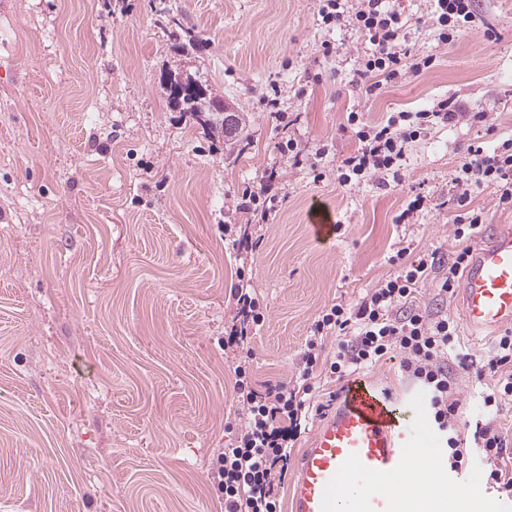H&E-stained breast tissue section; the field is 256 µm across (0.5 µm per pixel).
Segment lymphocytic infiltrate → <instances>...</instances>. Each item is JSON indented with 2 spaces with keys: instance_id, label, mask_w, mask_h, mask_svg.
Returning <instances> with one entry per match:
<instances>
[{
  "instance_id": "obj_1",
  "label": "lymphocytic infiltrate",
  "mask_w": 512,
  "mask_h": 512,
  "mask_svg": "<svg viewBox=\"0 0 512 512\" xmlns=\"http://www.w3.org/2000/svg\"><path fill=\"white\" fill-rule=\"evenodd\" d=\"M429 2V18L439 27L441 43L454 42L458 31L476 24L475 0ZM319 14L324 24L352 26L368 36L370 46L356 70L358 84L366 93L375 91L374 77L391 81L404 70L417 72L432 63L431 56L413 57L404 49L406 23L391 0H323ZM464 117L461 106L451 98L433 109L401 112L377 125L349 113L347 121L355 128L359 147L340 159L336 167L340 183L357 184L391 172L402 161L406 146L430 127L452 126ZM484 185L494 188L499 207L512 209V138L493 147L482 141L469 144L460 162L452 189L459 208L453 220L454 238L462 247L451 263L439 268L432 261L419 260L391 274L356 305H332L312 326L294 384L280 383L258 392L252 386L247 361L239 360L234 374L244 405L240 438L235 447L219 452L211 467L212 482L224 497V512H278V489L301 433L322 341L328 336L336 339V356L329 371L339 377L378 363L389 353L402 354L405 373L428 391L430 418L450 450V468L461 467L465 451L455 430L457 400L448 361L453 358L463 364L470 355L461 345L457 322L420 306L418 293L434 273L439 276L441 295L459 288L472 256L469 244L484 221L483 213L470 206L471 193ZM232 296L235 322L224 345L240 352L264 324L265 314L246 275H239ZM486 365L494 384L483 390L482 399L491 408L512 399V330L495 338Z\"/></svg>"
}]
</instances>
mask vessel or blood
<instances>
[{
  "mask_svg": "<svg viewBox=\"0 0 512 512\" xmlns=\"http://www.w3.org/2000/svg\"><path fill=\"white\" fill-rule=\"evenodd\" d=\"M460 293L469 330L512 328V224L492 225L473 248ZM413 441L389 397L353 377L299 455L289 477V512H400L384 489L400 477ZM374 480L381 491L364 492Z\"/></svg>",
  "mask_w": 512,
  "mask_h": 512,
  "instance_id": "vessel-or-blood-1",
  "label": "vessel or blood"
}]
</instances>
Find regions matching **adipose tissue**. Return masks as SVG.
Segmentation results:
<instances>
[{
    "label": "adipose tissue",
    "instance_id": "1",
    "mask_svg": "<svg viewBox=\"0 0 512 512\" xmlns=\"http://www.w3.org/2000/svg\"><path fill=\"white\" fill-rule=\"evenodd\" d=\"M439 473L432 449H413L389 493L399 499L403 512H472L469 499L445 493Z\"/></svg>",
    "mask_w": 512,
    "mask_h": 512
}]
</instances>
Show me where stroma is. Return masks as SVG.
Masks as SVG:
<instances>
[{
  "label": "stroma",
  "mask_w": 512,
  "mask_h": 512,
  "mask_svg": "<svg viewBox=\"0 0 512 512\" xmlns=\"http://www.w3.org/2000/svg\"><path fill=\"white\" fill-rule=\"evenodd\" d=\"M394 5L410 53L434 63L368 95L367 36L324 25L319 0H0V512H224L209 464L238 438L224 349L238 268L265 313L249 344L262 391L291 378L324 310L395 272L399 246L409 263L452 261L455 169L477 138H512V0H477L479 22L448 45L420 23L425 0ZM173 14L202 41L192 55L174 48ZM180 70L244 113L243 137L169 109L161 79ZM446 98L491 113L494 132L438 124L409 144L399 180L339 183L359 146L348 113L374 125ZM272 173L276 215L238 212ZM413 193L427 208L396 223ZM316 205L334 220L324 242ZM246 222L260 243L243 254L224 227ZM461 337L476 359L448 364L464 424L490 414L478 362L493 337ZM363 374L401 422H429L401 354ZM493 414L506 452L461 469L481 491L492 469L512 472V400Z\"/></svg>",
  "instance_id": "1"
}]
</instances>
